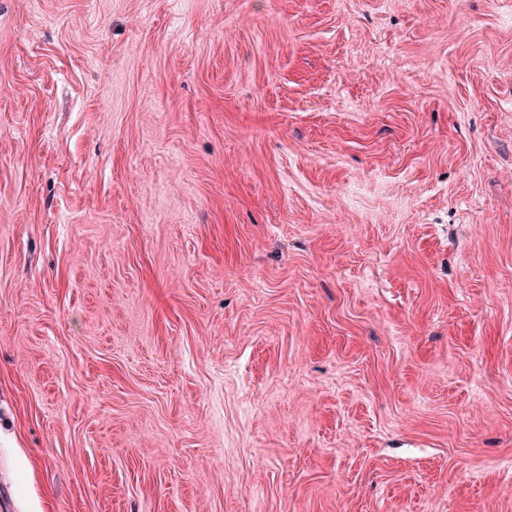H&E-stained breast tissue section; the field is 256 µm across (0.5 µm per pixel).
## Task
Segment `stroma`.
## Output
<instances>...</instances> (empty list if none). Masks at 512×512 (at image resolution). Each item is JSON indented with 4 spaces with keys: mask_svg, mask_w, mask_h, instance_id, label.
<instances>
[{
    "mask_svg": "<svg viewBox=\"0 0 512 512\" xmlns=\"http://www.w3.org/2000/svg\"><path fill=\"white\" fill-rule=\"evenodd\" d=\"M0 512H512V0H0Z\"/></svg>",
    "mask_w": 512,
    "mask_h": 512,
    "instance_id": "obj_1",
    "label": "stroma"
}]
</instances>
